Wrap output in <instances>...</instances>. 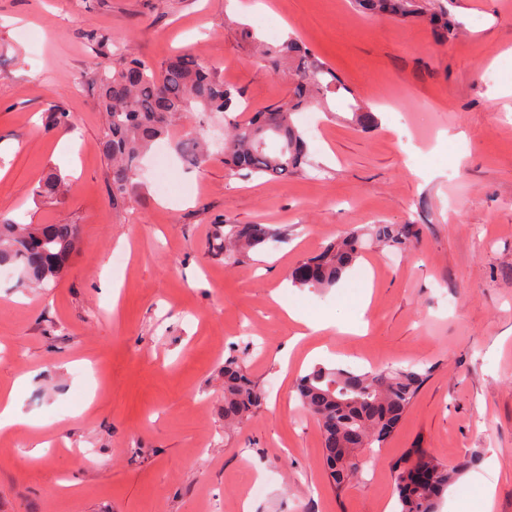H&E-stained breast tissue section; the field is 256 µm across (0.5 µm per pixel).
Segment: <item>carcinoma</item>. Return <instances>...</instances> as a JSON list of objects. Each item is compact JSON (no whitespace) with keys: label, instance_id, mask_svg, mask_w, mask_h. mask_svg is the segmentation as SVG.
Masks as SVG:
<instances>
[{"label":"carcinoma","instance_id":"obj_1","mask_svg":"<svg viewBox=\"0 0 512 512\" xmlns=\"http://www.w3.org/2000/svg\"><path fill=\"white\" fill-rule=\"evenodd\" d=\"M364 13L395 20H418L432 27L443 44L458 34L440 0H354ZM266 66L274 74L294 72L288 98L266 105L246 121L228 120L224 131V165L245 178L284 180L304 171L308 144L293 115L323 104L324 95L341 89L336 73L290 36L277 45L259 40L246 30ZM98 84L106 112L103 145L112 157V195H123L140 170L141 159L182 112L199 105L205 112L232 111L242 92L216 78L212 69L191 54L167 60L157 72L139 57H122L119 67L99 68ZM176 150L191 166L209 157L205 142L185 135ZM66 182L49 174L39 193L63 194ZM371 238L393 250L405 251L413 237L411 224H375ZM277 241L266 224L214 225L212 250L224 260L238 261L250 251ZM75 224H19L0 218V264H12L32 284L46 286L60 278L77 250ZM366 248L364 235L349 233L320 254L300 261L291 271L299 288H330ZM224 422L229 426L249 419L260 407L263 392L238 358L224 360ZM428 377V372L384 367L355 372L317 364L296 384L301 406L317 417L322 436L321 460L329 483L338 492L361 472V448L382 447L403 421ZM470 465H448L420 448L394 464L397 512H437L441 496Z\"/></svg>","mask_w":512,"mask_h":512}]
</instances>
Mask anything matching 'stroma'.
Returning <instances> with one entry per match:
<instances>
[{
    "instance_id": "1",
    "label": "stroma",
    "mask_w": 512,
    "mask_h": 512,
    "mask_svg": "<svg viewBox=\"0 0 512 512\" xmlns=\"http://www.w3.org/2000/svg\"><path fill=\"white\" fill-rule=\"evenodd\" d=\"M0 0V217L74 224L55 284L0 280V388L22 375L20 426L0 433V512H384L394 462L423 448L477 458L439 512H512V0H444L458 35L364 14L352 0ZM274 19L343 85L299 112L309 163L281 181L229 175L224 116L194 109L112 195L96 64L153 68L187 51L257 110L285 98L241 34ZM377 112L364 130L349 105ZM71 115L49 128L52 105ZM210 144L184 165L176 137ZM56 172L72 186L34 190ZM278 242L212 255L217 221ZM411 224L410 248L365 251L330 288L288 279L344 233ZM127 261L118 266L117 254ZM351 325L300 337L287 309ZM295 341L288 365L277 351ZM239 357L267 398L224 427L221 372ZM414 366L428 378L397 431L343 494L320 462L318 421L294 383L314 365ZM40 457H33L34 448ZM265 485L262 495L250 484Z\"/></svg>"
}]
</instances>
